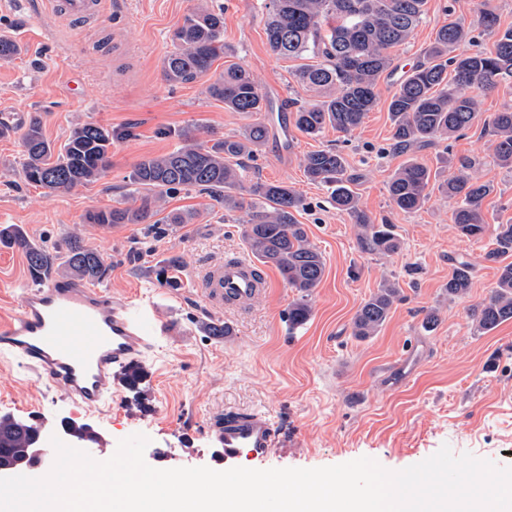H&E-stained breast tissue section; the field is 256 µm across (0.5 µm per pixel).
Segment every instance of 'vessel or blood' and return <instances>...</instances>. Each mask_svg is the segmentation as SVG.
<instances>
[{
    "instance_id": "1",
    "label": "vessel or blood",
    "mask_w": 512,
    "mask_h": 512,
    "mask_svg": "<svg viewBox=\"0 0 512 512\" xmlns=\"http://www.w3.org/2000/svg\"><path fill=\"white\" fill-rule=\"evenodd\" d=\"M254 265L238 257L208 267L195 280L209 307L223 313L264 292ZM165 326L146 309L77 279L49 280L24 291L15 312L0 315V355L20 357L29 373L61 388L76 406L96 411L112 398L116 375L142 361ZM225 468L270 459L279 446L271 413L255 410L233 421L208 420Z\"/></svg>"
}]
</instances>
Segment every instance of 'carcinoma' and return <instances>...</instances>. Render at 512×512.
I'll return each mask as SVG.
<instances>
[{"instance_id":"carcinoma-1","label":"carcinoma","mask_w":512,"mask_h":512,"mask_svg":"<svg viewBox=\"0 0 512 512\" xmlns=\"http://www.w3.org/2000/svg\"><path fill=\"white\" fill-rule=\"evenodd\" d=\"M425 4L426 0H270L269 49L278 57L304 60L294 73L295 81L319 97L313 104L296 108V128L316 137L328 127L347 133L361 125L377 105L379 79L393 66L392 49L412 36ZM480 24L497 32L493 50L458 52L471 40L470 28L452 20L437 30L424 60L401 80L389 100L393 149L408 155L389 183L391 201L401 212L419 210L435 188L430 168L418 161L416 152L471 128L481 115L480 97L512 81V28L500 29L491 12L481 16ZM172 43L173 49L162 61L167 83L185 84L208 75L215 60L226 53L224 14L199 5L174 32ZM20 52L15 40L0 36V60H11ZM308 59L314 63H306ZM206 92L232 112L254 115L266 111L257 80L236 64L224 68ZM490 127L494 159L501 168L512 171V107L494 113ZM266 136L267 126L260 120L248 125L241 135L226 137L210 147L186 135L179 148L144 158L134 166L129 181L136 190H144L139 205L95 210L87 219L100 226L144 224L164 196L192 188L215 194L227 211L246 208L243 236L248 248L260 263L275 267L298 292L299 301L289 309L288 322L303 325L310 316L306 298L322 281L325 260L310 241L305 225L295 217L303 206L302 197L286 184L258 181L248 188L252 202L245 203L238 194L244 181L240 159L252 155ZM22 143L24 181L49 194L93 183L110 166L112 131L98 124L74 127L56 151L44 137L41 119L35 116ZM303 167L309 181L332 187V202L352 219L362 251L397 252L400 241L394 225L371 223L351 188L347 162L339 150L312 151L304 157ZM475 168L476 161L461 160L460 174L448 176L441 192L455 201L457 231L481 240L490 230L484 223L483 205L493 187L478 181ZM492 230L493 248L486 259L499 264L495 287L471 313L474 328L481 333L512 320V262H505L512 254V224H498ZM0 244L25 255L36 282L52 274L94 282L105 271L103 257L75 235L65 241L60 263L14 224L0 225ZM473 274L470 261H455L445 286L448 298L464 297ZM399 300L398 284L384 281L358 308L352 335L360 340L375 336ZM33 445V426L10 415L0 416L1 464H18L22 449Z\"/></svg>"}]
</instances>
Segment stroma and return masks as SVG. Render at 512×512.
Listing matches in <instances>:
<instances>
[{
    "instance_id": "stroma-1",
    "label": "stroma",
    "mask_w": 512,
    "mask_h": 512,
    "mask_svg": "<svg viewBox=\"0 0 512 512\" xmlns=\"http://www.w3.org/2000/svg\"><path fill=\"white\" fill-rule=\"evenodd\" d=\"M199 1L101 0L98 16L73 22L57 10L58 0H0V34L24 47L18 58L0 62V124L13 130L0 138V225H18L60 254L67 237L79 236L105 260L96 289L140 305L166 325L140 366L137 388L118 379L111 406L94 412L62 399L16 358L0 356V415L88 423L110 449L144 434L150 439L144 459L157 469L223 470L224 459L209 438V416L258 409L270 411L281 432L268 462L272 468L369 457L398 471L445 444L457 455L512 466V321L480 334L470 317L496 280V264L485 258L490 241L460 237L455 203L441 193L413 213L392 205L388 183L406 157L392 149L387 109L398 81L422 60L441 26L464 21L480 47L491 49L494 37L479 18L490 11L500 28H512V0H427L412 37L393 51V71L379 80L378 106L353 131L328 128L315 138L293 124L294 102L312 95L293 80V61L268 47L266 0H203L224 14L227 49L209 77L231 63L243 66L267 102L260 118L269 135L244 159L245 180L285 183L302 195L305 207L297 219L326 263L307 299L311 314L304 325L289 324L288 308L298 293L269 266L268 291L247 308L225 307L221 320L228 334L219 339L203 331L214 316L194 279L210 265L248 255L245 212L225 211L209 192L190 189L167 195L149 224L104 227L86 221L91 211L134 204L128 176L141 158L174 150L188 131L211 144L250 124V117L208 96L209 78L177 86L162 78L171 34ZM507 105L512 85L482 96L481 119L463 136L417 154L441 180L449 163L481 159L476 174L494 187L484 208L490 225L512 224V173L490 163L485 129L486 120ZM34 116L58 147L82 123L118 132L105 174L53 195L22 181L20 135ZM328 147L345 156L372 223L393 225L400 240L396 253L363 252L349 216L336 210L326 187L305 176L304 156ZM173 211L195 212L196 219L166 223ZM461 257L474 263L475 272L468 295L452 301L445 286L453 260ZM170 258L180 262L175 289L156 275ZM387 279L398 282L401 301L374 338L356 339V311ZM31 284L24 255L0 245V313L11 312ZM430 310L438 321L428 331L422 322Z\"/></svg>"
}]
</instances>
